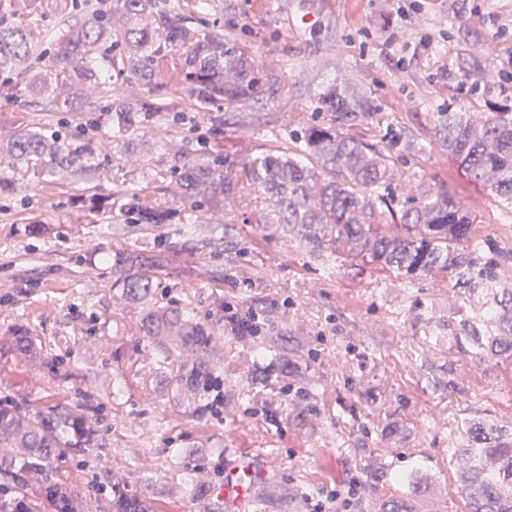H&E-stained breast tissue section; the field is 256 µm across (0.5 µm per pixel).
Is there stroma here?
Here are the masks:
<instances>
[{
    "mask_svg": "<svg viewBox=\"0 0 512 512\" xmlns=\"http://www.w3.org/2000/svg\"><path fill=\"white\" fill-rule=\"evenodd\" d=\"M218 2L211 9L183 0L181 8L192 28L220 24L233 32L238 49L272 74L257 98L225 109L223 125L180 99L179 50L160 63L163 84L149 88L128 77L109 98L92 87L66 114L45 107L60 93L54 66L46 67L41 91L0 87L1 141L21 127L77 124L89 106L140 94L185 116L177 125L152 119L128 143L97 138L99 163L90 175L13 174L16 189L0 201V397L33 416L79 403L100 407L102 447L65 450L53 464L75 512H107L110 493L95 479L104 469L124 474L128 490L145 496L154 512H192L188 474L218 487L225 470L244 461L268 479L265 501L248 512H288L289 492L316 499L355 477L377 498L391 470L417 464L426 482L416 499L420 512H462L455 448L474 419H512V361L477 365L449 344L448 318L461 291L447 274L411 285L363 256L311 254L264 227L272 203L243 174L254 158L291 148L289 131L316 119L327 85L358 81L378 113L357 135L390 153L405 185L449 186L476 213V237L512 247V223L490 187L434 136L439 113H476L500 100L498 71L512 59V0ZM308 13L310 25L301 21ZM462 63L485 81L458 76ZM207 153L223 157L225 170L240 178L227 206L213 207L204 189L189 200L175 191V170ZM118 187L175 212L174 222L123 235L124 209L101 214L76 203ZM201 220L227 225L237 252L191 240L183 228ZM167 241L178 250L153 274L156 300L184 307L224 354L216 368L224 402L202 417L161 393L138 313L112 290L115 257L133 248L149 254ZM228 302L264 311L262 341L225 330ZM18 327L36 342L37 359L15 351ZM286 337L306 356L278 385L307 393L302 419L250 383L256 350ZM175 448L199 454L175 470L167 458Z\"/></svg>",
    "mask_w": 512,
    "mask_h": 512,
    "instance_id": "35a3bbf8",
    "label": "stroma"
}]
</instances>
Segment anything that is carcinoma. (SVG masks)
Masks as SVG:
<instances>
[{"instance_id": "carcinoma-1", "label": "carcinoma", "mask_w": 512, "mask_h": 512, "mask_svg": "<svg viewBox=\"0 0 512 512\" xmlns=\"http://www.w3.org/2000/svg\"><path fill=\"white\" fill-rule=\"evenodd\" d=\"M58 27H41L45 0H0V85L18 81L33 90L43 69L36 59L53 57L63 63L56 82L72 90V97L53 102L57 112L73 109L74 99L87 84H111L104 60L121 61V72L145 86L161 81L159 58L175 48L185 49L187 68L181 98L199 106L223 101L244 102L261 93L259 66L233 45L234 34L216 26L191 41L187 17L173 0H110L92 8L87 0H55ZM326 120L293 130V150L270 153L246 168V178L267 195L273 209L267 223L299 236L312 252L334 255L347 250L366 256L380 269L410 281L446 273L454 286L469 293H485L476 314L462 303L448 319V338L477 365L512 359V290L498 283L512 267V248L493 238H476V216L451 191L435 183L410 196L398 193L391 156L355 136L351 130L369 123L376 105L355 83L327 86L320 93ZM109 137L130 140L160 111L141 99L114 110ZM85 130L48 132L21 129L7 145L0 144V163L35 174L84 175L95 159ZM435 137L456 163L488 183L512 214V98L491 104L473 115L442 112ZM209 189L216 207L226 205L237 186L215 158L186 170L177 188L189 195L200 186ZM131 224H170L168 210L131 209ZM197 241H224V251L236 243L216 224H194ZM170 242L145 256L133 250L112 264V288L142 311L140 336L152 349L156 375L164 378L172 398L188 403L196 413L209 408L210 389L219 384L214 370L219 354L204 325L174 305L155 299L154 284L144 267L162 265L175 251ZM17 351L37 356L32 338L23 329L14 336ZM261 370L254 381L279 394L280 374L295 367L280 351L261 354ZM99 438L91 415L82 409L57 410L34 418L10 401H0V487L22 473H45L64 448H94ZM469 462L460 478L465 512H512V421H478L457 446ZM111 488V512H152L146 501L128 492L122 475L103 474ZM421 470L393 472L389 499L377 512H409V497L421 490ZM189 496L197 512H214L211 484L194 478Z\"/></svg>"}]
</instances>
